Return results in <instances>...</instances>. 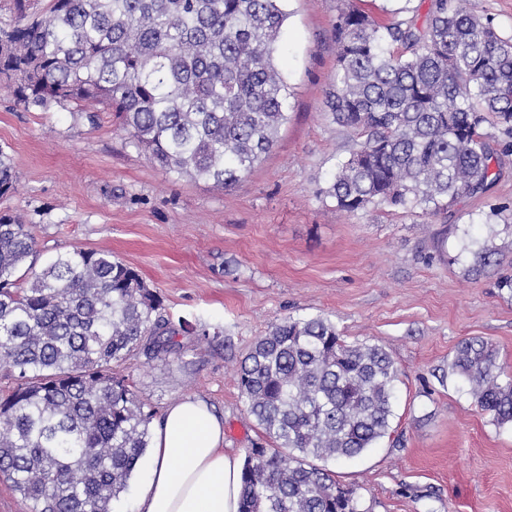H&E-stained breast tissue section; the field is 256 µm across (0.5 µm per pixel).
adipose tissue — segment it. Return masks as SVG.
Instances as JSON below:
<instances>
[{
    "label": "adipose tissue",
    "instance_id": "1",
    "mask_svg": "<svg viewBox=\"0 0 512 512\" xmlns=\"http://www.w3.org/2000/svg\"><path fill=\"white\" fill-rule=\"evenodd\" d=\"M242 463L224 450V422L192 398L156 423L135 512H238Z\"/></svg>",
    "mask_w": 512,
    "mask_h": 512
}]
</instances>
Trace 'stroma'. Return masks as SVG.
Segmentation results:
<instances>
[{
	"instance_id": "35a3bbf8",
	"label": "stroma",
	"mask_w": 512,
	"mask_h": 512,
	"mask_svg": "<svg viewBox=\"0 0 512 512\" xmlns=\"http://www.w3.org/2000/svg\"><path fill=\"white\" fill-rule=\"evenodd\" d=\"M343 0H288L276 52L291 88L274 148L233 186L167 173L130 144L112 113L28 110L0 84V148L19 217L40 261L103 249L155 288L170 321L215 336L182 338L180 355L121 364L156 414L195 397L224 421L225 452L263 437L241 398L235 364L285 317L322 315L350 343L383 344L401 376L392 434L329 462L366 512H512V426L481 412L450 369L466 337L491 341L512 373V290L497 267L468 273L469 240L493 239L512 259V156L488 191L428 215L375 207L336 211L321 193L349 148L327 111L334 25ZM498 215H491L492 206Z\"/></svg>"
}]
</instances>
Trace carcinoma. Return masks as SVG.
<instances>
[{
  "mask_svg": "<svg viewBox=\"0 0 512 512\" xmlns=\"http://www.w3.org/2000/svg\"><path fill=\"white\" fill-rule=\"evenodd\" d=\"M286 0H12L0 18V78L25 109L89 103L115 113L164 170L230 187L288 122L275 53ZM431 0L424 20L383 22L356 3L336 18V74L325 106L350 136L322 191L336 210L388 206L437 215L485 193L512 155V35ZM0 147V195L15 190ZM473 275L500 262L468 248ZM26 225L0 215V477L33 512H112L149 447L154 414L112 371L138 353L177 352L154 289L104 250L74 247L36 269ZM450 368L477 407L512 424V374L481 337ZM266 444L248 450L239 512H364L362 497L314 461L361 454L391 436L400 372L386 348L348 344L321 316H290L236 369Z\"/></svg>",
  "mask_w": 512,
  "mask_h": 512,
  "instance_id": "cac0c4a2",
  "label": "carcinoma"
}]
</instances>
